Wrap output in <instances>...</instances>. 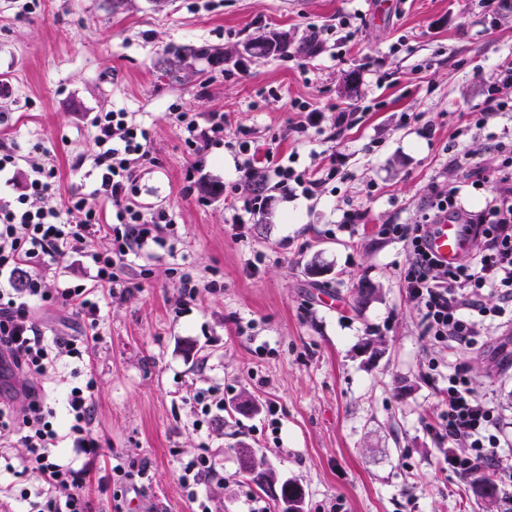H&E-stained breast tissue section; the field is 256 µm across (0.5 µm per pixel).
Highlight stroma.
<instances>
[{
    "label": "stroma",
    "instance_id": "stroma-1",
    "mask_svg": "<svg viewBox=\"0 0 512 512\" xmlns=\"http://www.w3.org/2000/svg\"><path fill=\"white\" fill-rule=\"evenodd\" d=\"M0 0V81L12 94L0 142L46 141L62 194L90 191L94 179L71 163L94 149L95 113L124 110L151 132L138 166L144 210L171 209L156 250L122 272L132 290L102 299L99 334L83 359L62 357L66 386L94 381L100 450L87 487L92 512H193L181 466L206 451L217 473L196 488L209 512H278L270 491L243 471L252 449L264 468L298 483L304 512H500L448 468L440 439L448 376L467 363L478 394L502 409L499 454L512 467V325L458 354L432 342L399 272L403 243L383 224H411L429 185L451 179L448 159L474 154L488 168L512 142V112L475 121L499 63L512 58V10L484 0ZM359 12L347 39L339 15ZM329 30L313 54L252 56V40L310 27ZM173 45L229 52L223 66L187 59L180 80L165 73ZM378 59V72L363 67ZM357 122L329 140L337 113ZM224 115L223 145L190 153L173 108ZM320 128L302 137L285 130ZM432 135H423V124ZM249 127L272 141L276 158L297 153L296 169L339 173L317 197L269 186L265 213L231 222V202L213 185L239 182L234 134ZM202 182L180 193L189 168ZM365 214L345 227L346 210ZM202 276L179 305L184 267ZM375 294L356 305L358 289ZM217 389L223 409L202 414L195 389ZM256 408L236 412L243 398ZM136 464L123 483L100 484L113 467Z\"/></svg>",
    "mask_w": 512,
    "mask_h": 512
}]
</instances>
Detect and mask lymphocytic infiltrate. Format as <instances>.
<instances>
[{
    "label": "lymphocytic infiltrate",
    "mask_w": 512,
    "mask_h": 512,
    "mask_svg": "<svg viewBox=\"0 0 512 512\" xmlns=\"http://www.w3.org/2000/svg\"><path fill=\"white\" fill-rule=\"evenodd\" d=\"M187 147L196 153L224 142V115L220 112L174 115ZM96 151L76 157L73 169L90 166L96 174L90 193L72 194L62 207L49 205L56 196L60 175L49 162V148L31 143L26 154L0 145V379L26 375L20 386L9 388L0 399V438H17L23 452L7 471L22 469L37 475L34 512H91L84 487L90 479L99 444L93 428L94 382L71 387L66 396L67 424L57 430L49 422L44 380L57 370L61 354L82 358L87 336L69 338L45 335L34 306H63L98 327L97 289L109 296L126 293L120 271L129 257L144 254L150 246L174 252L163 228L175 221L173 211L146 212L135 203L139 192L137 167L149 154L150 132L129 112H104L91 120ZM240 158L235 165L246 182L275 181L281 189L298 186L302 195H317L321 177L284 163L259 161L249 129L235 133ZM503 160L485 171L471 154L456 156L455 165L470 170L474 189L487 194L482 211L468 213L458 206V188L431 186L420 216L412 224H385L381 230L406 247L400 280L411 302L422 314L426 333L438 343L473 347L485 333L486 317L512 314V147H501ZM25 170L22 191H14L18 170ZM106 199L115 209L116 225L103 221L97 205ZM451 218L463 224L476 247L456 265L442 264L426 248L432 225ZM82 253L95 270L93 286L48 281L44 271L73 253ZM496 294L499 303L487 307L484 298ZM449 445L468 448L463 457L449 458L459 474L496 471L501 446V410L496 400L474 391L464 367L448 376V400L441 414ZM69 454H61L59 445Z\"/></svg>",
    "instance_id": "obj_1"
}]
</instances>
